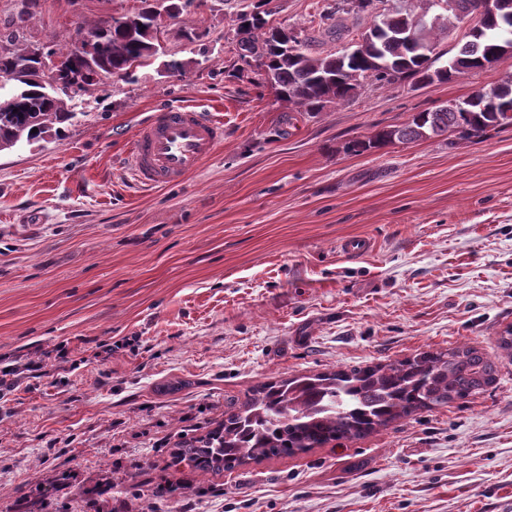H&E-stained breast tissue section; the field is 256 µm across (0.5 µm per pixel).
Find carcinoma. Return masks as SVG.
Here are the masks:
<instances>
[{
    "instance_id": "carcinoma-1",
    "label": "carcinoma",
    "mask_w": 512,
    "mask_h": 512,
    "mask_svg": "<svg viewBox=\"0 0 512 512\" xmlns=\"http://www.w3.org/2000/svg\"><path fill=\"white\" fill-rule=\"evenodd\" d=\"M451 2L448 7L443 2ZM109 25L100 19L81 29L95 35L91 48L78 55L75 44L38 45L28 42L22 27L0 33V75H9L22 94L20 111L0 112V142L13 148L31 144L42 133L75 117L71 85L85 92L100 83L98 74L112 73L124 81L163 53L162 28L154 0ZM272 0H258L239 14L236 56L240 69L254 74L260 89L301 112H320L330 103L356 97L366 80L389 85L412 79L418 86L450 82L471 71L492 68L512 53V0H424L427 7L414 15L394 7L373 17L339 51L314 54L309 39L295 31L289 38L300 51L288 52L268 26ZM478 27L464 32L457 52L446 62L438 51L442 35L467 18ZM191 56L168 65L182 77L201 64L205 50L199 43L206 32L179 29ZM56 62L47 74L36 52ZM465 109L446 103L411 115L407 122L378 130L365 140H352L344 151L359 155L395 143L409 144L431 137L475 141L487 131L512 125V76L462 101ZM38 132H32V129ZM491 356L471 346L424 351L392 363L354 367L348 371L270 382L248 390L243 399L224 411V420L201 436L180 441L173 459L202 476L230 471L251 461L293 456L334 441L363 438L419 411L451 403H466L498 379Z\"/></svg>"
}]
</instances>
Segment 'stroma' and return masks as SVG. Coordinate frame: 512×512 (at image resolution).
<instances>
[{"label":"stroma","mask_w":512,"mask_h":512,"mask_svg":"<svg viewBox=\"0 0 512 512\" xmlns=\"http://www.w3.org/2000/svg\"><path fill=\"white\" fill-rule=\"evenodd\" d=\"M250 2L180 17L206 32L183 79L163 66L187 56L169 27L163 58L78 95L61 136L0 152V366H40L0 396V512H512V126L343 150L493 86L512 57L306 114L236 74ZM324 4L273 0L269 21L334 52ZM138 5L34 0L26 36L67 44ZM176 104L222 121L224 142L185 182L138 188L136 129ZM353 238L369 250L345 254ZM459 344L499 367L467 403L205 480L169 465L253 386Z\"/></svg>","instance_id":"1"}]
</instances>
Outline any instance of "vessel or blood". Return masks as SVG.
<instances>
[{"label": "vessel or blood", "mask_w": 512, "mask_h": 512, "mask_svg": "<svg viewBox=\"0 0 512 512\" xmlns=\"http://www.w3.org/2000/svg\"><path fill=\"white\" fill-rule=\"evenodd\" d=\"M224 141V125L186 105L153 112L139 125L126 155L141 187L176 184L198 171Z\"/></svg>", "instance_id": "b4317fda"}]
</instances>
